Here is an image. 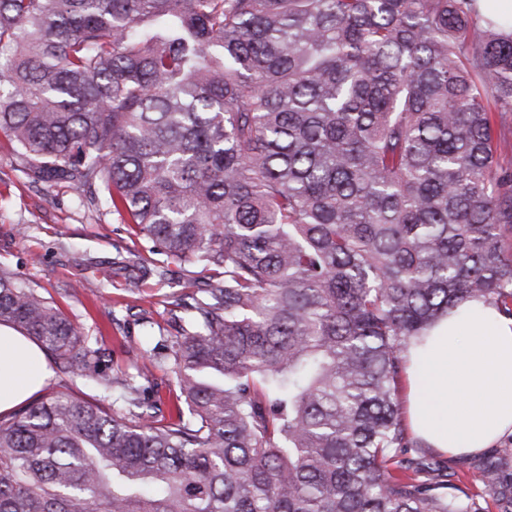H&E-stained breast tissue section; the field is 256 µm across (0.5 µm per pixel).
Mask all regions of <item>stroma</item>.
<instances>
[{
  "label": "stroma",
  "mask_w": 512,
  "mask_h": 512,
  "mask_svg": "<svg viewBox=\"0 0 512 512\" xmlns=\"http://www.w3.org/2000/svg\"><path fill=\"white\" fill-rule=\"evenodd\" d=\"M145 247L117 215L83 207L74 189L33 183L0 138V268L53 301L83 335L96 337L113 376L141 370L148 397L165 400L174 393L175 380L150 361L147 351L157 344L171 346L179 335L185 311L174 301L182 293L181 281L197 277L198 271L176 264L168 286L157 285L152 276L130 286V277L138 273L136 257ZM118 260L127 268L111 274ZM106 272L111 278L101 295L89 294L87 283ZM505 448H512V436L469 457H451L432 448L425 454L447 467L453 484L477 491L480 512H498L481 477Z\"/></svg>",
  "instance_id": "stroma-1"
}]
</instances>
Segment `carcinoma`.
I'll list each match as a JSON object with an SVG mask.
<instances>
[{
    "mask_svg": "<svg viewBox=\"0 0 512 512\" xmlns=\"http://www.w3.org/2000/svg\"><path fill=\"white\" fill-rule=\"evenodd\" d=\"M0 135L214 279L155 355L167 418L0 271V325L112 397L0 416V512H477L410 455L401 396L448 310L512 316V24L477 0H0ZM483 484L512 512V455Z\"/></svg>",
    "mask_w": 512,
    "mask_h": 512,
    "instance_id": "1",
    "label": "carcinoma"
}]
</instances>
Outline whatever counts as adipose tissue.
<instances>
[{"instance_id":"obj_1","label":"adipose tissue","mask_w":512,"mask_h":512,"mask_svg":"<svg viewBox=\"0 0 512 512\" xmlns=\"http://www.w3.org/2000/svg\"><path fill=\"white\" fill-rule=\"evenodd\" d=\"M51 376L39 344L0 326V415L11 414ZM406 419L429 447L451 456L485 451L512 435V317L467 301L412 346Z\"/></svg>"}]
</instances>
